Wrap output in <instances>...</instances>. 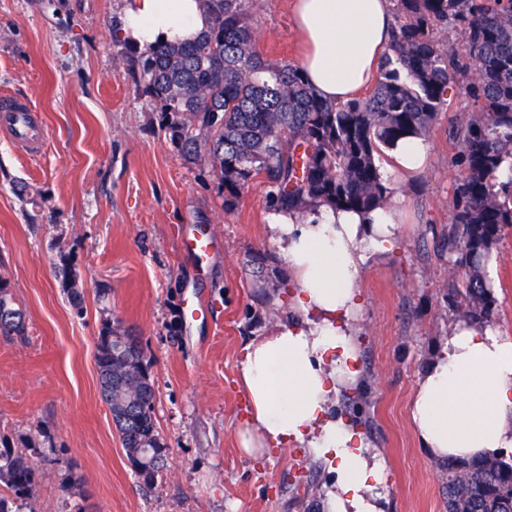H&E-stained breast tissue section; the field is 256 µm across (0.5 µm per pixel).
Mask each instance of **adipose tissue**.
Returning <instances> with one entry per match:
<instances>
[{
    "label": "adipose tissue",
    "mask_w": 512,
    "mask_h": 512,
    "mask_svg": "<svg viewBox=\"0 0 512 512\" xmlns=\"http://www.w3.org/2000/svg\"><path fill=\"white\" fill-rule=\"evenodd\" d=\"M293 18L308 44L301 66L322 98L346 102L375 82L392 35L390 0H293ZM210 23L199 0H122L121 36L141 50L193 40ZM267 226L296 297L289 319L245 348L239 385L250 416L241 448L250 456L305 448L332 475L322 512H386V462L333 402L361 379L355 288L367 257L400 239L396 210L322 206L305 222L273 210ZM409 415L435 461L512 451V336L456 322L419 376Z\"/></svg>",
    "instance_id": "adipose-tissue-1"
}]
</instances>
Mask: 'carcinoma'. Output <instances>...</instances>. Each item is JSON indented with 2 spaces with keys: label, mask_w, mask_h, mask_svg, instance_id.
Here are the masks:
<instances>
[{
  "label": "carcinoma",
  "mask_w": 512,
  "mask_h": 512,
  "mask_svg": "<svg viewBox=\"0 0 512 512\" xmlns=\"http://www.w3.org/2000/svg\"><path fill=\"white\" fill-rule=\"evenodd\" d=\"M247 0H201L212 25L193 41L138 52L124 47V70L139 84L158 125L184 161L207 166L233 208L252 181L263 178L269 204L301 214L328 206L371 210L389 191L379 160L408 137L424 138L450 85L472 109L451 127L459 145L456 206L448 236V266L463 270L448 293L455 314L490 321L497 299L487 263L512 226V0H394V36L374 88L347 102L323 99L300 67L274 62L257 49ZM455 33L459 43L446 40ZM63 287L82 309L69 255H60ZM0 331L26 334L25 315L0 281ZM122 330L107 323L97 342L101 380L115 428L135 474L147 486L164 467L166 450L154 416L149 367L129 361ZM448 512H512V454L440 465ZM39 471L23 452L0 448V512H22Z\"/></svg>",
  "instance_id": "carcinoma-1"
}]
</instances>
